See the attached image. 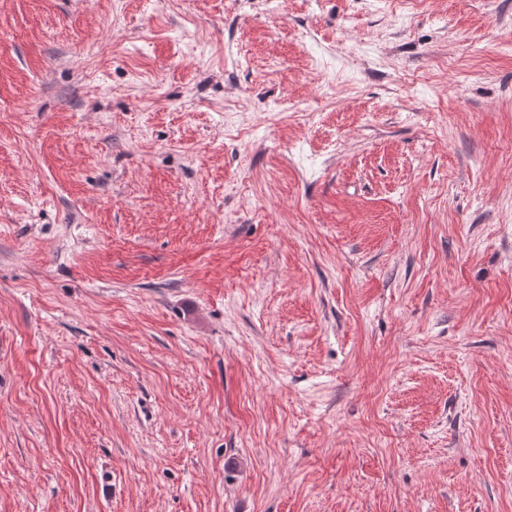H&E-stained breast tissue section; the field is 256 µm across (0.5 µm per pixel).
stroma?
<instances>
[{
    "label": "stroma",
    "instance_id": "obj_1",
    "mask_svg": "<svg viewBox=\"0 0 512 512\" xmlns=\"http://www.w3.org/2000/svg\"><path fill=\"white\" fill-rule=\"evenodd\" d=\"M0 512H512V0H0Z\"/></svg>",
    "mask_w": 512,
    "mask_h": 512
}]
</instances>
